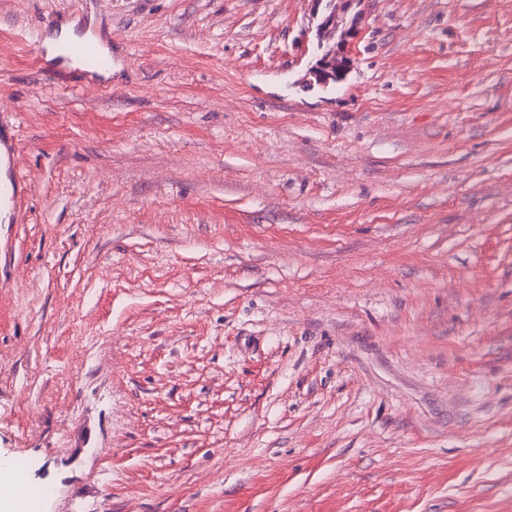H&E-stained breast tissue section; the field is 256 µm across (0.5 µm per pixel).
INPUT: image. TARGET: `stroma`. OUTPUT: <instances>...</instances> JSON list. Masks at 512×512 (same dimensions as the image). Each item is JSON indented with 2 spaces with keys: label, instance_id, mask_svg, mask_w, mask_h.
Instances as JSON below:
<instances>
[{
  "label": "stroma",
  "instance_id": "obj_1",
  "mask_svg": "<svg viewBox=\"0 0 512 512\" xmlns=\"http://www.w3.org/2000/svg\"><path fill=\"white\" fill-rule=\"evenodd\" d=\"M1 110L34 512H512V0H0ZM65 53L67 59L76 61L81 65L80 73L85 78L88 73L102 75L112 68L113 58L91 40L71 43L66 46ZM2 130L10 128L3 114H0V164L6 163L10 178L0 181V213L1 209L9 219L15 215L22 195L27 191V185L17 177L16 169L20 163L19 145L11 136L1 134Z\"/></svg>",
  "mask_w": 512,
  "mask_h": 512
}]
</instances>
